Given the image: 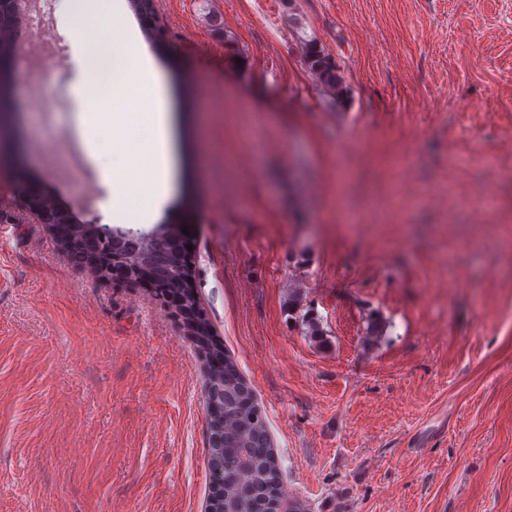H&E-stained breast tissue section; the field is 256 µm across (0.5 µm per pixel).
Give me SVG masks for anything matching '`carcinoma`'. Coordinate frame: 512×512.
I'll return each mask as SVG.
<instances>
[{
  "mask_svg": "<svg viewBox=\"0 0 512 512\" xmlns=\"http://www.w3.org/2000/svg\"><path fill=\"white\" fill-rule=\"evenodd\" d=\"M141 30L155 51L168 55L164 31L157 24L155 0H129ZM14 28L10 11L0 10V97L8 94L14 79L8 62L14 55V42L9 32ZM301 62L327 96L329 102L340 108L348 97L347 86L339 73L336 61L318 47L314 38L301 37ZM19 192L28 196L33 205L46 209L60 237L87 246L89 262L103 275L109 266L100 262L104 255L112 256V265L126 273L151 282L155 294L167 300L173 288L182 289L185 306L195 312L196 333L206 341L210 360L207 400L223 411L217 438L209 439V462L224 461L223 482L211 492L208 507L213 512H271L270 500L278 498L280 462L275 455L261 411L256 408L251 388L244 381L234 361L223 353V345L212 335L211 325L204 311L196 306L192 286L186 280L189 256L175 248L183 214L176 209L167 224L143 236L134 243L119 239H102L84 224L74 221L63 209L45 208L31 181L21 175L16 182Z\"/></svg>",
  "mask_w": 512,
  "mask_h": 512,
  "instance_id": "carcinoma-1",
  "label": "carcinoma"
}]
</instances>
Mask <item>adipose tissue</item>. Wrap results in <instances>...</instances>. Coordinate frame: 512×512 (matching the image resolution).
<instances>
[{"mask_svg": "<svg viewBox=\"0 0 512 512\" xmlns=\"http://www.w3.org/2000/svg\"><path fill=\"white\" fill-rule=\"evenodd\" d=\"M71 48L75 74L71 83L72 96L78 107L91 105L95 87L86 81L87 46L70 29L60 31ZM128 50L125 70L112 74L113 85L129 88L133 94L143 97L141 112L136 120L144 122L147 140L130 154L121 155L104 148L91 151L89 158L97 168L103 181H111L116 167H129L143 176V187L150 199L148 209L133 213L112 209L106 214L107 221L120 224H151L157 221L165 207L171 191L173 155L171 151V117L168 109L166 88L159 78L151 57L142 53L135 30L126 28L120 33Z\"/></svg>", "mask_w": 512, "mask_h": 512, "instance_id": "obj_1", "label": "adipose tissue"}]
</instances>
